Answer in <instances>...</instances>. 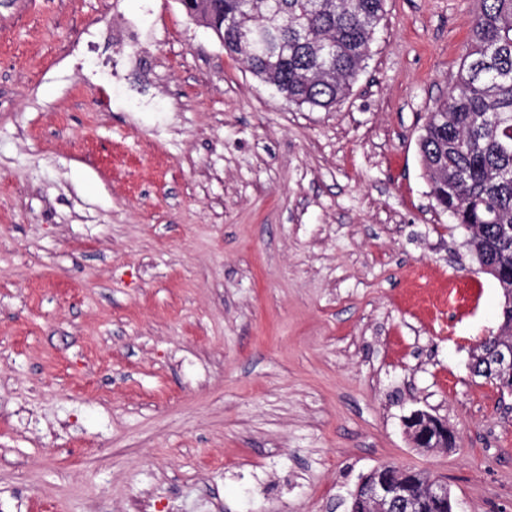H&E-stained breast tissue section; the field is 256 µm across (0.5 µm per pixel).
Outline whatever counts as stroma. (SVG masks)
<instances>
[{"mask_svg": "<svg viewBox=\"0 0 512 512\" xmlns=\"http://www.w3.org/2000/svg\"><path fill=\"white\" fill-rule=\"evenodd\" d=\"M478 7L386 0L326 112L179 0H0V512H346L383 463L512 512V396L468 369L501 290L418 150ZM423 413V411H415L408 417L406 421V423H413L417 422L420 418H424L428 422L424 426L420 427V430L418 431V434H420L419 441L426 443L429 442L430 439L432 440V438H434L432 447L439 448L442 441V436H446V433L448 432V442L443 448H455L456 436L455 433L448 428V424L441 418L439 419L438 417L425 416ZM416 447L422 448L425 451L433 449L422 447L420 445H417Z\"/></svg>", "mask_w": 512, "mask_h": 512, "instance_id": "35a3bbf8", "label": "stroma"}]
</instances>
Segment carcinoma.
Wrapping results in <instances>:
<instances>
[{"label": "carcinoma", "instance_id": "carcinoma-1", "mask_svg": "<svg viewBox=\"0 0 512 512\" xmlns=\"http://www.w3.org/2000/svg\"><path fill=\"white\" fill-rule=\"evenodd\" d=\"M217 30L224 51L299 108L336 107L354 83L384 14V0H180ZM435 208L470 228L469 251L512 290V0H480L469 52L448 97L428 113L418 140ZM499 334L471 353V370L509 392L485 356L512 343V304ZM411 512H453L425 491L431 476L400 472Z\"/></svg>", "mask_w": 512, "mask_h": 512}]
</instances>
